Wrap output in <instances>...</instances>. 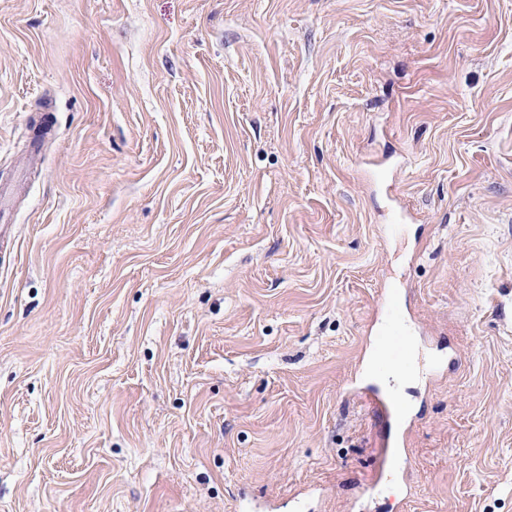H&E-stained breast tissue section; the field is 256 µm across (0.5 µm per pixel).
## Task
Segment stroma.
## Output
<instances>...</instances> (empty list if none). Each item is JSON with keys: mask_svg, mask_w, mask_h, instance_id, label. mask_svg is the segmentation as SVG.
Here are the masks:
<instances>
[{"mask_svg": "<svg viewBox=\"0 0 512 512\" xmlns=\"http://www.w3.org/2000/svg\"><path fill=\"white\" fill-rule=\"evenodd\" d=\"M2 187L0 512H512V0H0ZM405 311L398 297V291L391 290L385 298L384 317L374 347L381 356V366L394 370L400 378L413 377L421 372L412 355V342L408 335ZM372 407L378 415L386 416L394 421L403 420L408 413V406L405 402L399 401L397 398L386 400L377 398L372 400Z\"/></svg>", "mask_w": 512, "mask_h": 512, "instance_id": "stroma-1", "label": "stroma"}]
</instances>
